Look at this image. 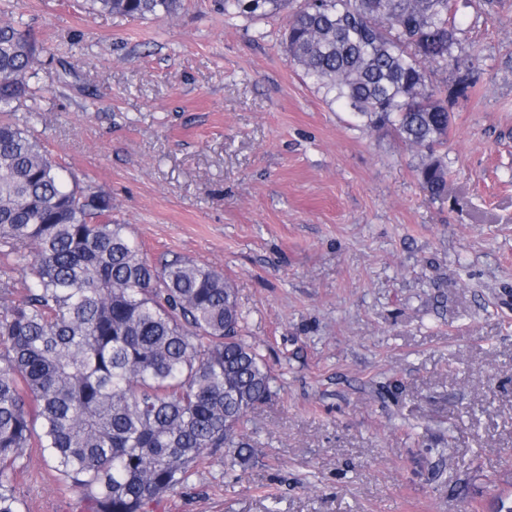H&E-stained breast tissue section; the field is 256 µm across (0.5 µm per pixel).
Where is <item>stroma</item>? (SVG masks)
Returning a JSON list of instances; mask_svg holds the SVG:
<instances>
[{"label":"stroma","mask_w":512,"mask_h":512,"mask_svg":"<svg viewBox=\"0 0 512 512\" xmlns=\"http://www.w3.org/2000/svg\"><path fill=\"white\" fill-rule=\"evenodd\" d=\"M134 21L92 0H0L40 49L34 125L108 194L150 260L223 271L275 377L247 468L202 463L147 512H500L512 506V0H464L465 77L441 151L357 126L282 44L288 14L183 0ZM27 512H89L39 449Z\"/></svg>","instance_id":"obj_1"}]
</instances>
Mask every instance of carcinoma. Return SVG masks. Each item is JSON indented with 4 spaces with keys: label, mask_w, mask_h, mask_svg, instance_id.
<instances>
[{
    "label": "carcinoma",
    "mask_w": 512,
    "mask_h": 512,
    "mask_svg": "<svg viewBox=\"0 0 512 512\" xmlns=\"http://www.w3.org/2000/svg\"><path fill=\"white\" fill-rule=\"evenodd\" d=\"M132 20L181 0H93ZM290 0H224L254 20ZM455 0H305L285 49L303 76L366 128L389 125L425 149L420 184L448 191L451 125L429 67L458 46ZM38 49L0 22V512H24L11 478L28 449L52 462L91 512H145L204 460L252 458L249 414L274 394L270 368L241 335L224 273L174 256L151 264L112 198L68 185L29 130Z\"/></svg>",
    "instance_id": "1"
}]
</instances>
